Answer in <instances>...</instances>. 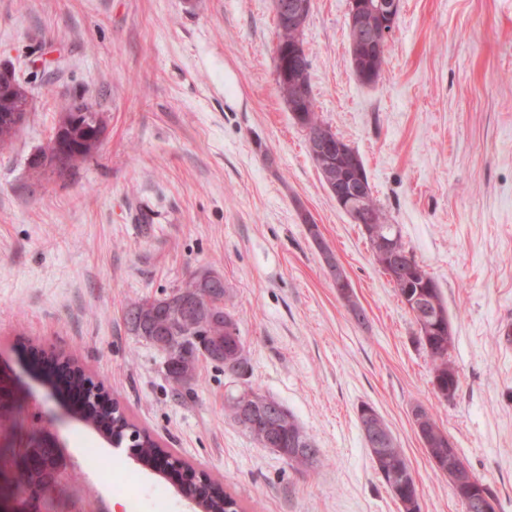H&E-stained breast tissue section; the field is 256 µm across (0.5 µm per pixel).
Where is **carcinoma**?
Instances as JSON below:
<instances>
[{
	"label": "carcinoma",
	"instance_id": "obj_1",
	"mask_svg": "<svg viewBox=\"0 0 512 512\" xmlns=\"http://www.w3.org/2000/svg\"><path fill=\"white\" fill-rule=\"evenodd\" d=\"M28 96V87L19 81L11 91L0 93V147L10 142L25 122L27 113L20 111V105ZM103 132L104 124L99 113L93 111L92 106L82 96H75L69 106L61 112L54 134L50 137L45 149L32 160L33 172L37 175L47 171L63 174L76 168L100 150ZM56 140H62L69 146V152L57 162L54 161V141ZM362 220L366 223H378L389 233L397 235L398 249L413 264V269L407 270L408 280L391 281L398 298H403L406 288L409 287L412 292H418L424 296L425 303L431 309L444 315L448 314L441 289L436 281L429 276V272L406 247L398 225L388 223L385 213L372 196L368 199V209ZM417 340L431 360L432 380L444 388L448 387V374L458 372L449 354L454 345L455 336L446 332L426 331L419 326ZM225 357L234 361L238 367V370L229 374V377L246 387L249 386L247 382L250 370L248 351L238 353L234 349L227 348ZM47 382L59 395L85 392V374L80 367L72 370L64 378L49 376ZM415 408L421 410L422 437L435 445V448L426 450V453L433 469L439 474L448 466V449L438 447V443L444 438L445 431L439 427L430 409L421 404L415 405ZM75 411L80 419L94 426L102 434L106 435L114 431L118 437L129 442L130 447L140 449L141 459L146 462L162 451L149 432L138 428L116 406L109 410L94 403L89 396L75 408ZM270 425L276 426L277 437L281 447L285 449L282 457L287 459L289 455L301 448L303 449L301 456L304 457L302 465L308 466L317 461L319 452L316 451L311 456L305 452V449L314 447V444L303 433L295 417L287 408H282L278 419L270 422ZM396 465L410 469L403 449L392 438L385 447V457L379 460L376 470L392 497L399 503L400 512H421L418 490L398 481L391 482L390 468ZM59 467L54 448L37 445L26 449L13 480L15 495L26 502L51 491L57 483L54 473ZM203 490L206 512H237L236 501L224 493L220 483L214 482L210 486L203 487Z\"/></svg>",
	"mask_w": 512,
	"mask_h": 512
}]
</instances>
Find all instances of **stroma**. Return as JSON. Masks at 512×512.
<instances>
[{
  "label": "stroma",
  "instance_id": "obj_1",
  "mask_svg": "<svg viewBox=\"0 0 512 512\" xmlns=\"http://www.w3.org/2000/svg\"><path fill=\"white\" fill-rule=\"evenodd\" d=\"M348 0H314L303 40L320 119L362 158L373 196L438 282L455 330V397L439 399L416 325L357 224L320 179L275 78L273 0H0V64L32 94L0 150V475L22 449L64 467L35 512H190L173 480L79 421L46 376L76 357L108 400L241 512H399L359 425L373 406L404 449L421 512H465L411 411L433 409L512 512V0H401L382 79L350 64ZM83 96L99 155L35 177L62 109ZM321 244H314L308 224ZM344 269L357 321L324 251ZM221 273L249 380L320 450L298 466L224 410L235 389L200 362L179 388L129 331L126 305L197 268ZM97 449L107 472L87 468Z\"/></svg>",
  "mask_w": 512,
  "mask_h": 512
}]
</instances>
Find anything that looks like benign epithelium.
I'll use <instances>...</instances> for the list:
<instances>
[{"label": "benign epithelium", "mask_w": 512, "mask_h": 512, "mask_svg": "<svg viewBox=\"0 0 512 512\" xmlns=\"http://www.w3.org/2000/svg\"><path fill=\"white\" fill-rule=\"evenodd\" d=\"M313 7V0H275L274 14L278 29L286 28L300 32L305 28ZM400 0H349L348 22L351 34L350 48L353 69L357 76L367 82L371 71L362 68L361 62L378 57L385 49L386 40L392 32L398 14ZM305 46L298 40L287 44L276 43V80L288 87L286 103L295 123L307 136V148L327 160L324 176L327 188L337 205L351 218L355 224L363 223L362 215L367 210V198L372 194L369 181L361 173L354 171L358 163V155L342 138L333 136L326 128H311L304 105L312 97L311 87L305 74ZM365 233L372 246L382 252L390 261V273L398 275L406 271L403 258L396 252L393 239L381 234L378 227H365ZM330 279L339 293L351 292V286L344 270L334 261L327 260ZM197 281L202 291L198 295L169 298L164 304L169 313L181 325L183 334H189L193 328L195 312L200 302L207 304L210 320L219 322L224 318V309L210 305V289L224 282L221 274L207 268H198L190 274ZM420 296L413 297L407 307L413 315L420 317L421 324L428 330L445 326L440 314L422 312ZM142 338L151 343L164 358L165 374H170L174 361L184 357L191 358L203 354L214 361L224 362V348L228 345L241 344L238 329L228 324L224 327V335L214 338V342L198 345V350L190 351V346L176 336H170L157 328H139ZM238 414L241 425L253 426L258 420H269L279 415L280 407L270 399L261 398L249 390L242 389L236 396ZM363 420L372 444L381 448L390 440L376 412L369 408L362 410ZM154 470L163 477H175L178 493L185 497L191 505H196V495L186 491L187 485L196 469L173 462L167 454L158 455L154 461ZM453 494L464 504L482 496L483 485L466 466L462 457L456 452L453 440H448V471L445 472Z\"/></svg>", "instance_id": "benign-epithelium-1"}]
</instances>
